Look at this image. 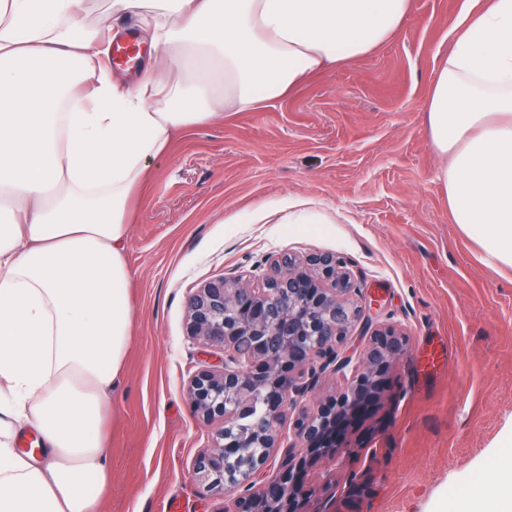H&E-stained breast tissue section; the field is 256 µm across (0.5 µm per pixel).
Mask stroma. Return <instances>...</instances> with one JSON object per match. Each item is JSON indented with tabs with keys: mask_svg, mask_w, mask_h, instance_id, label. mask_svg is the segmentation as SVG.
<instances>
[{
	"mask_svg": "<svg viewBox=\"0 0 512 512\" xmlns=\"http://www.w3.org/2000/svg\"><path fill=\"white\" fill-rule=\"evenodd\" d=\"M465 0H413L366 57L285 98L191 129L154 160L126 245L131 341L107 411L100 512H220L191 474L212 426L189 377L220 353L185 334L187 301L287 254L340 257L373 324L405 333L393 390L336 469L378 477L340 512H450L452 488L497 480L512 434V269L452 223L425 125L436 58Z\"/></svg>",
	"mask_w": 512,
	"mask_h": 512,
	"instance_id": "obj_1",
	"label": "stroma"
}]
</instances>
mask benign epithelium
<instances>
[{"label": "benign epithelium", "mask_w": 512, "mask_h": 512, "mask_svg": "<svg viewBox=\"0 0 512 512\" xmlns=\"http://www.w3.org/2000/svg\"><path fill=\"white\" fill-rule=\"evenodd\" d=\"M344 262L334 255L304 260L285 256L252 285L239 277L206 282L191 296L186 335L221 350V364L191 376L186 393L204 423L224 420L200 453L192 476L205 492L230 493L223 512H337L336 482L327 474L315 487L310 472L339 462L354 449L347 426L370 404H380L388 375L407 352L394 326L360 323L363 308ZM366 338L358 356L345 352L354 330ZM340 374L336 394L303 404L326 371ZM260 425L243 428L242 414L257 396ZM292 418L293 440L277 475L255 481L281 447L279 427ZM369 471H353L347 496L366 486Z\"/></svg>", "instance_id": "7a95c632"}]
</instances>
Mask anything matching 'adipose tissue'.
<instances>
[{
  "label": "adipose tissue",
  "mask_w": 512,
  "mask_h": 512,
  "mask_svg": "<svg viewBox=\"0 0 512 512\" xmlns=\"http://www.w3.org/2000/svg\"><path fill=\"white\" fill-rule=\"evenodd\" d=\"M412 0H0V512H98L112 481L102 423L131 336L126 258L152 160L189 127L286 97L390 39ZM132 13L154 65H99ZM453 223L512 268V0L451 29L425 103ZM39 451L16 448L23 428ZM496 484L452 512H512Z\"/></svg>",
  "instance_id": "1"
}]
</instances>
